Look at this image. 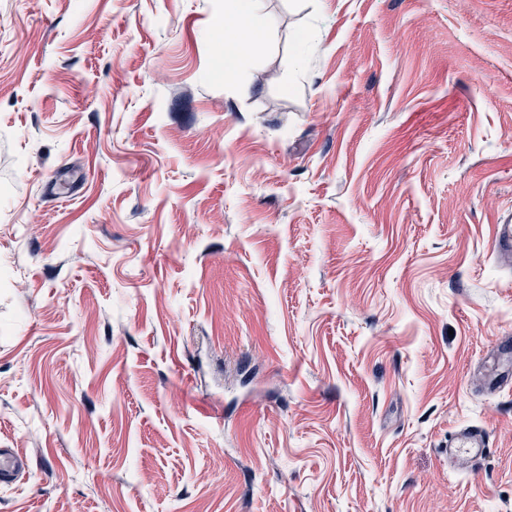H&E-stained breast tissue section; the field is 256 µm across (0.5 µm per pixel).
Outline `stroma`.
<instances>
[{
    "label": "stroma",
    "mask_w": 512,
    "mask_h": 512,
    "mask_svg": "<svg viewBox=\"0 0 512 512\" xmlns=\"http://www.w3.org/2000/svg\"><path fill=\"white\" fill-rule=\"evenodd\" d=\"M264 11L0 0V512H512V0ZM264 0H229V13L241 22V30L234 36V43L240 38L258 41L265 37L267 29L264 17ZM494 252L498 258L510 260L512 256V218L495 224L493 232ZM486 447V435L482 431L461 425L451 436L448 456L454 467H472L483 456Z\"/></svg>",
    "instance_id": "stroma-1"
}]
</instances>
